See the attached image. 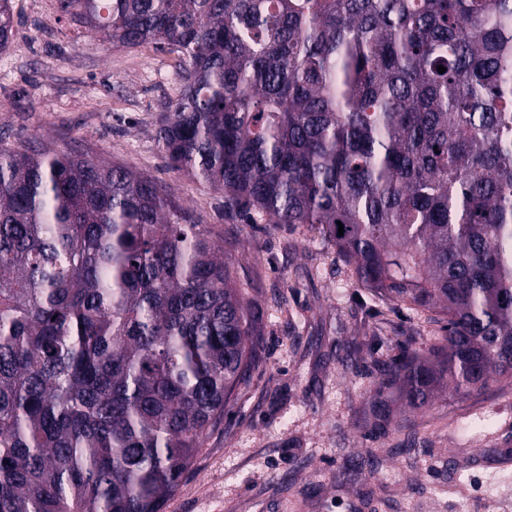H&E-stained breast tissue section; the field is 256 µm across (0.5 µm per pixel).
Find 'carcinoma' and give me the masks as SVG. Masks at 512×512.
Instances as JSON below:
<instances>
[{
    "label": "carcinoma",
    "mask_w": 512,
    "mask_h": 512,
    "mask_svg": "<svg viewBox=\"0 0 512 512\" xmlns=\"http://www.w3.org/2000/svg\"><path fill=\"white\" fill-rule=\"evenodd\" d=\"M58 2L185 57L159 127L173 169L438 315L425 352L378 365L377 426L394 391L417 411L512 381V0ZM259 338L232 258L152 180L0 145V512H162Z\"/></svg>",
    "instance_id": "obj_1"
}]
</instances>
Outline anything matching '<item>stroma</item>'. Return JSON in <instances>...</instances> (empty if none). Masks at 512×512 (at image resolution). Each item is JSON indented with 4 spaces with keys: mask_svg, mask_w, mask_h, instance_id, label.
I'll use <instances>...</instances> for the list:
<instances>
[{
    "mask_svg": "<svg viewBox=\"0 0 512 512\" xmlns=\"http://www.w3.org/2000/svg\"><path fill=\"white\" fill-rule=\"evenodd\" d=\"M0 53V140H47L153 179L231 256L262 314L261 359L163 512H512V385L443 393L373 427L378 361L426 349L442 326L358 285L306 225L244 224L221 191L172 169L159 121L182 57L115 47L61 16L58 0H12Z\"/></svg>",
    "mask_w": 512,
    "mask_h": 512,
    "instance_id": "1",
    "label": "stroma"
}]
</instances>
